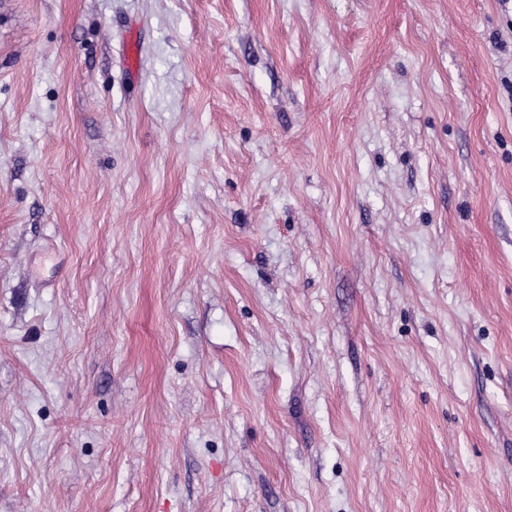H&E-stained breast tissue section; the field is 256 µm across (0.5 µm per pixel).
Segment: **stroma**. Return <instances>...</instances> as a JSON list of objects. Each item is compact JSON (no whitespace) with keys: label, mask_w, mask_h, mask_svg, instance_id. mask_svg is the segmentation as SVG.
Segmentation results:
<instances>
[{"label":"stroma","mask_w":512,"mask_h":512,"mask_svg":"<svg viewBox=\"0 0 512 512\" xmlns=\"http://www.w3.org/2000/svg\"><path fill=\"white\" fill-rule=\"evenodd\" d=\"M0 512H512V0H0Z\"/></svg>","instance_id":"35a3bbf8"}]
</instances>
